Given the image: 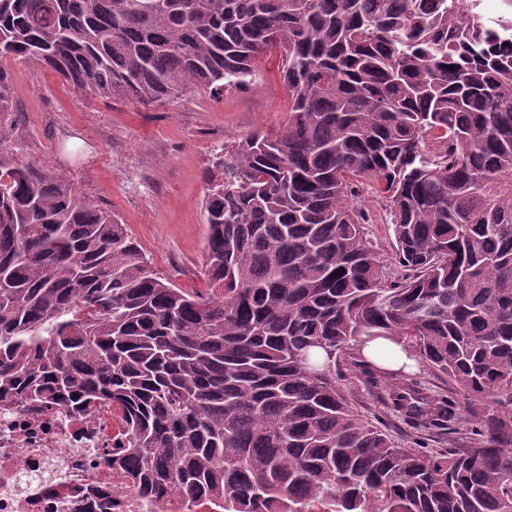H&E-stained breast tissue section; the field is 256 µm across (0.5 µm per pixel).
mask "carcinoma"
Returning a JSON list of instances; mask_svg holds the SVG:
<instances>
[{
    "instance_id": "carcinoma-1",
    "label": "carcinoma",
    "mask_w": 512,
    "mask_h": 512,
    "mask_svg": "<svg viewBox=\"0 0 512 512\" xmlns=\"http://www.w3.org/2000/svg\"><path fill=\"white\" fill-rule=\"evenodd\" d=\"M480 0H0V59L143 106L248 85L288 118L203 170L209 292L157 276L112 212L12 149L0 70V407L110 406L112 465L186 512H512V18ZM385 198L388 275L355 201ZM482 401L424 454L371 425L336 360L362 337ZM424 426L455 400L402 379Z\"/></svg>"
}]
</instances>
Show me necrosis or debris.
Segmentation results:
<instances>
[{
  "mask_svg": "<svg viewBox=\"0 0 512 512\" xmlns=\"http://www.w3.org/2000/svg\"><path fill=\"white\" fill-rule=\"evenodd\" d=\"M105 408L80 417L60 407L0 408V512H85L87 490L111 496L113 512H155L101 455L119 431Z\"/></svg>",
  "mask_w": 512,
  "mask_h": 512,
  "instance_id": "4bbe7bcc",
  "label": "necrosis or debris"
}]
</instances>
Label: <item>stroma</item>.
Listing matches in <instances>:
<instances>
[{
	"instance_id": "stroma-1",
	"label": "stroma",
	"mask_w": 512,
	"mask_h": 512,
	"mask_svg": "<svg viewBox=\"0 0 512 512\" xmlns=\"http://www.w3.org/2000/svg\"><path fill=\"white\" fill-rule=\"evenodd\" d=\"M278 65L277 56L261 59L249 86L226 90L218 101L195 90L142 106L80 93L45 66L0 62L13 89L14 146L21 158L69 177L126 224L160 276L198 291L206 287L202 170L225 145L286 120L288 89ZM358 204L371 219L366 231L381 258L393 263L384 200L364 187ZM343 377L358 409L399 445L434 452L469 444L471 420L480 411L470 400L457 397L459 417L451 429L426 428L393 410L372 386L368 366Z\"/></svg>"
}]
</instances>
